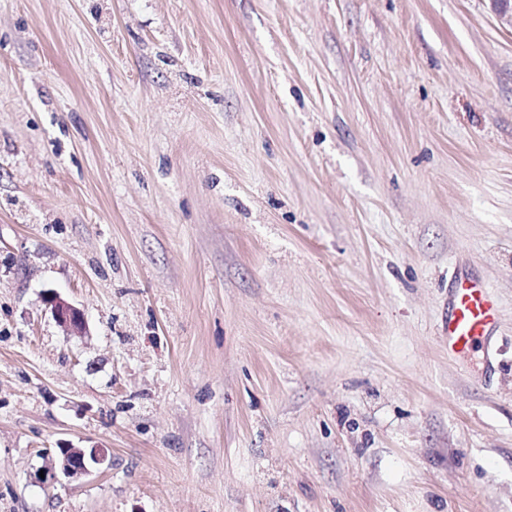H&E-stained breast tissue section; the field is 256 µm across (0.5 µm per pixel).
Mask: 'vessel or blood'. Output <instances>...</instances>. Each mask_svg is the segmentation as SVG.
<instances>
[{"label": "vessel or blood", "instance_id": "obj_1", "mask_svg": "<svg viewBox=\"0 0 512 512\" xmlns=\"http://www.w3.org/2000/svg\"><path fill=\"white\" fill-rule=\"evenodd\" d=\"M497 310L486 286L456 274L448 293V351L465 356L490 346Z\"/></svg>", "mask_w": 512, "mask_h": 512}]
</instances>
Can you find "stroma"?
<instances>
[{
  "label": "stroma",
  "instance_id": "obj_1",
  "mask_svg": "<svg viewBox=\"0 0 512 512\" xmlns=\"http://www.w3.org/2000/svg\"><path fill=\"white\" fill-rule=\"evenodd\" d=\"M0 512H512L490 0H0ZM496 321V306L487 287L464 273L456 274L448 293L449 353L466 356L485 346L489 359ZM44 300L57 323L66 327L74 335L83 333L85 323L79 309L52 292L47 293ZM59 445L56 452L47 457L44 465L36 471V478L56 479L60 474L65 478L77 480L90 475L107 459L105 448H81L63 442ZM41 470H44V478L39 476Z\"/></svg>",
  "mask_w": 512,
  "mask_h": 512
}]
</instances>
